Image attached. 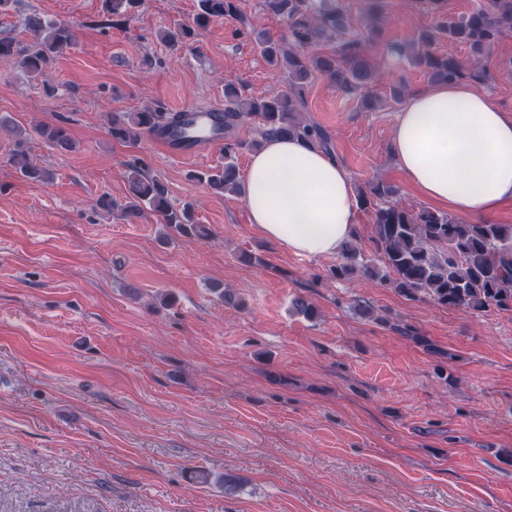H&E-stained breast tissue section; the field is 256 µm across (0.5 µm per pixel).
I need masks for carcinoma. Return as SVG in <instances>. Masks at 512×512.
I'll return each mask as SVG.
<instances>
[{"label":"carcinoma","instance_id":"cac0c4a2","mask_svg":"<svg viewBox=\"0 0 512 512\" xmlns=\"http://www.w3.org/2000/svg\"><path fill=\"white\" fill-rule=\"evenodd\" d=\"M141 0H102L105 29L128 17ZM435 17L433 26L422 30L409 50L411 64L434 82L469 80L482 82L483 59L500 38L512 33V0H488V4L456 20L448 21L442 12V0H423ZM262 11L280 18L287 36L273 39L264 32L254 41L262 56L275 68L288 70L281 88L266 97L253 98L228 82L224 85V167L210 173H192L190 177L207 184L222 195H241V177L236 155L241 149L258 148L271 135L298 137L325 151L330 150L324 130L305 119V89L318 75L326 76L339 87L360 94L367 108L375 106L369 91L378 76V68L368 51L378 39L386 18L376 10L363 15L361 29L355 30L351 16L337 0H262ZM218 19L244 22L239 0H197V9L187 22L166 27L158 38L169 47L180 46L196 37ZM35 42L24 44L13 37H0V59H11L31 79L46 76L55 66L58 54L75 42L71 28L39 13L23 20ZM466 46L469 63L431 50L436 37ZM322 41L336 42L330 53L311 48ZM185 112H165L159 106H146L138 112H114L110 126L112 139L127 142L141 132L184 123ZM256 124L258 138H235L241 124ZM10 161L21 177L48 183L50 175L34 163L29 140L37 136L54 150L64 153L75 148L67 121L53 125L18 129ZM129 178L126 201L117 206L106 195L95 206L102 211L121 208L127 221L149 211L161 223L182 234L206 238L208 229L194 222L192 207L171 204L166 184L146 169L144 160L133 156L125 163ZM394 186L370 182L358 191L360 206L374 209L373 233L379 253L377 265L359 261L361 253L355 240L341 248L344 259L333 272L346 277L356 272L391 282L409 299L429 298L449 308H468L477 312L491 307H512V224L467 223L447 214L420 208L410 210L393 200Z\"/></svg>","mask_w":512,"mask_h":512}]
</instances>
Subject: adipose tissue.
<instances>
[{"label":"adipose tissue","mask_w":512,"mask_h":512,"mask_svg":"<svg viewBox=\"0 0 512 512\" xmlns=\"http://www.w3.org/2000/svg\"><path fill=\"white\" fill-rule=\"evenodd\" d=\"M389 151L427 199L486 221L512 202V114L465 82L408 94ZM251 224L298 256H331L355 232L347 171L305 140L272 136L243 176Z\"/></svg>","instance_id":"obj_1"}]
</instances>
